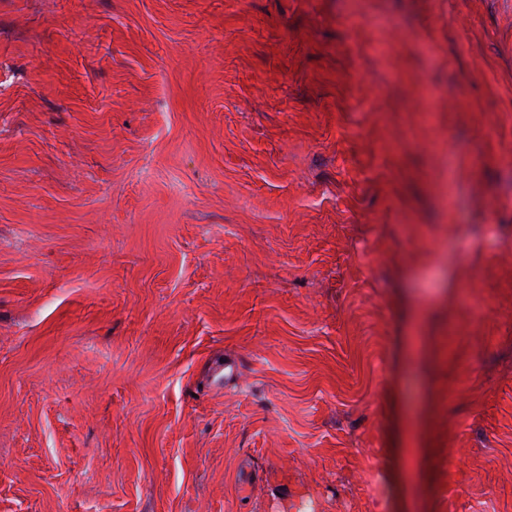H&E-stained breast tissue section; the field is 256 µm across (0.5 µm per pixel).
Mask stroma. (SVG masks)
<instances>
[{
    "instance_id": "35a3bbf8",
    "label": "stroma",
    "mask_w": 512,
    "mask_h": 512,
    "mask_svg": "<svg viewBox=\"0 0 512 512\" xmlns=\"http://www.w3.org/2000/svg\"><path fill=\"white\" fill-rule=\"evenodd\" d=\"M509 142L512 0H0V512H512Z\"/></svg>"
}]
</instances>
